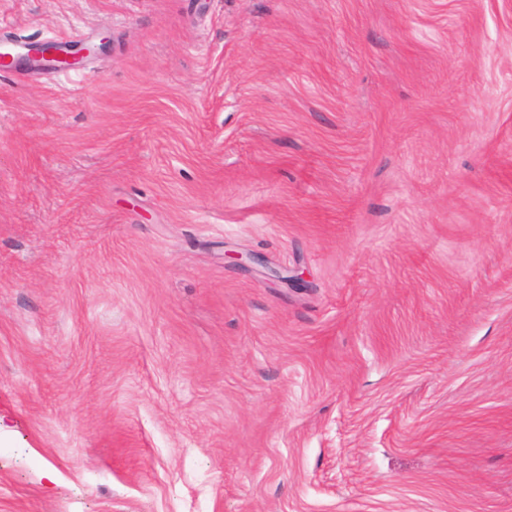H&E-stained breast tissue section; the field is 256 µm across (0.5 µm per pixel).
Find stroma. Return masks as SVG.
Here are the masks:
<instances>
[{"label": "stroma", "instance_id": "1", "mask_svg": "<svg viewBox=\"0 0 512 512\" xmlns=\"http://www.w3.org/2000/svg\"><path fill=\"white\" fill-rule=\"evenodd\" d=\"M105 36L0 71V512H512V0H0Z\"/></svg>", "mask_w": 512, "mask_h": 512}]
</instances>
